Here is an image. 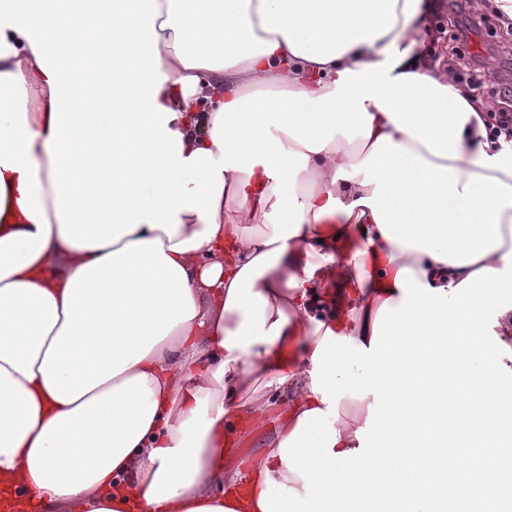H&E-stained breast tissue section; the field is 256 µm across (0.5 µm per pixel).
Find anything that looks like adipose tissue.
Here are the masks:
<instances>
[{"label":"adipose tissue","mask_w":512,"mask_h":512,"mask_svg":"<svg viewBox=\"0 0 512 512\" xmlns=\"http://www.w3.org/2000/svg\"><path fill=\"white\" fill-rule=\"evenodd\" d=\"M432 9L0 0L16 512H262L267 480L304 486L280 445L324 406L325 331L369 345L402 269L433 288L503 269L512 137L427 61ZM239 429L259 456L233 455Z\"/></svg>","instance_id":"1"}]
</instances>
